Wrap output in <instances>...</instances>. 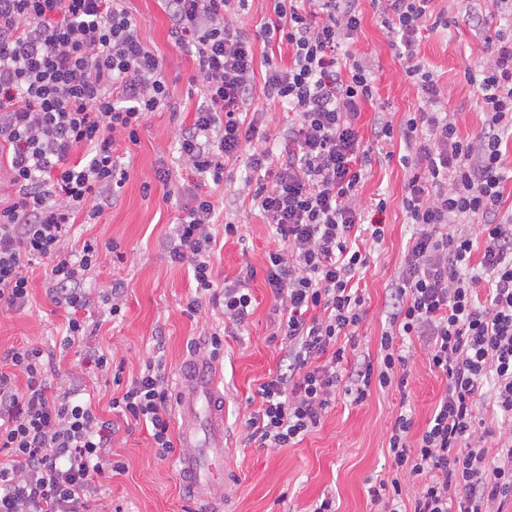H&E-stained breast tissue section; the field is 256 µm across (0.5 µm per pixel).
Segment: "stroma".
I'll list each match as a JSON object with an SVG mask.
<instances>
[{
  "label": "stroma",
  "mask_w": 512,
  "mask_h": 512,
  "mask_svg": "<svg viewBox=\"0 0 512 512\" xmlns=\"http://www.w3.org/2000/svg\"><path fill=\"white\" fill-rule=\"evenodd\" d=\"M483 10L485 24L474 28L471 7ZM127 8L140 25L142 41L163 58L169 91L168 105L149 114L139 130V141L119 152L129 177L117 197L105 206L96 222L75 224L73 247L92 240L102 247L100 267L89 272L85 286L90 305L81 317L86 336L70 349L59 364V373L84 376L85 394L97 412L111 419L112 459L122 461L123 472L103 481L97 505L100 512H202L200 502L183 491L175 459L160 460L145 427L128 429L124 417L111 408L120 390L113 375L86 366L84 357L94 350L123 368V381L138 376L144 363L163 352L166 371L177 378L189 358V348L205 341L210 329L224 331V356L214 366L224 391V510L223 512H313L318 499L329 497L336 512H377L368 494L371 484L393 476L388 439L396 415L406 411L414 420V434H421L444 393L446 380L430 369L421 340L409 346L407 384L373 388L359 405L337 397L321 423L304 440L288 448H261L248 441L244 420L256 386L276 372L285 349L274 339V297L263 273L267 254L275 246L274 233L257 211L241 208L240 238H225L223 224L211 232L217 243L211 262L218 277L234 279L254 269L249 286L256 300L246 330L225 327L219 308L203 306L187 316L183 309L195 288L187 265L168 261L166 239L182 208L189 204L195 180L182 166L176 152V134L201 102L191 94L195 65L192 57L174 45L162 0H127ZM434 12L448 18L444 27H424L420 58L447 94L449 111L458 117L459 131L467 136L479 131L484 116L464 72L466 66L496 48L495 39L506 21L500 20L491 0H434ZM361 27L345 50L367 60L377 90L373 103L365 105L359 124L369 130L378 109H386L394 124L419 106L416 92L404 75L390 45L389 35L371 0H362ZM274 18L271 0H251L240 28L254 40L255 72L263 74V58L270 44L260 33ZM372 170L360 191L366 220L385 226L381 243L364 242L367 256L360 286L365 293L363 320L356 332L358 357L377 359L380 337L387 328L386 291L395 284L412 227L402 208L409 172L399 158L404 144L399 137L370 138L366 144ZM169 171L167 182L157 181L158 168ZM46 261L28 269L30 302L18 312L0 311V368L9 350L38 341L53 346L65 331L66 314L45 293ZM126 288L123 317L111 320L100 307V298L114 282Z\"/></svg>",
  "instance_id": "stroma-1"
}]
</instances>
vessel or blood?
I'll use <instances>...</instances> for the list:
<instances>
[{"instance_id":"1","label":"vessel or blood","mask_w":512,"mask_h":512,"mask_svg":"<svg viewBox=\"0 0 512 512\" xmlns=\"http://www.w3.org/2000/svg\"><path fill=\"white\" fill-rule=\"evenodd\" d=\"M175 402L183 448L178 457L181 481L192 496L217 510L224 487V393L207 357L195 355L186 362Z\"/></svg>"}]
</instances>
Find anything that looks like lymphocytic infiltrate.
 <instances>
[{"label": "lymphocytic infiltrate", "mask_w": 512, "mask_h": 512, "mask_svg": "<svg viewBox=\"0 0 512 512\" xmlns=\"http://www.w3.org/2000/svg\"><path fill=\"white\" fill-rule=\"evenodd\" d=\"M170 36L196 64L203 102L176 137L180 161L200 179L224 181V168L252 143L244 187L275 231L265 281L280 312L277 334L284 367L255 390L245 426L263 448L301 442L344 394L363 403L372 387L390 386L407 358L404 337L426 339L432 370L446 379L419 437L399 413L389 437L394 476L371 486L379 512H401V475L423 477L413 512H503L512 502V442L489 457L480 401L488 399L501 429L512 435V214L501 210L505 175L501 144L512 135V43L464 72L486 115L479 133L461 137L443 89L418 58V34L430 0H373L391 45L413 78L420 105L401 126L377 113L373 133L400 134L410 177L402 198L413 233L387 301L388 329L379 362H351L343 336L363 316L357 285L367 264L354 240L384 229L365 224L360 188L371 157L357 124L373 100L370 65L338 61L361 26L359 0H273L266 41L288 49L269 65L266 100L286 113L258 133L244 110L253 98L255 52L237 20L249 0H164ZM168 103L164 63L142 41L125 0H0V158L9 168V198L0 200V305L19 311L30 299L26 270L49 259L47 294L72 310L61 349L85 331L77 316L89 303L84 276L99 265L96 243L70 249L78 218L100 217L128 173L114 160L118 144L137 143L148 114ZM285 150L274 155L277 141ZM213 202L195 196L175 227L171 262L188 263L196 293L185 312L221 306L225 324L245 329L252 295L245 276L217 280L210 262ZM470 224L468 236L450 233ZM480 258H473V250ZM0 371V512H90L106 463L111 420L79 402L83 378L52 383L53 352L38 345L9 351ZM26 378L18 390L17 375ZM173 393L162 362H147L113 407L126 421L150 427L159 459L176 449Z\"/></svg>", "instance_id": "1"}]
</instances>
